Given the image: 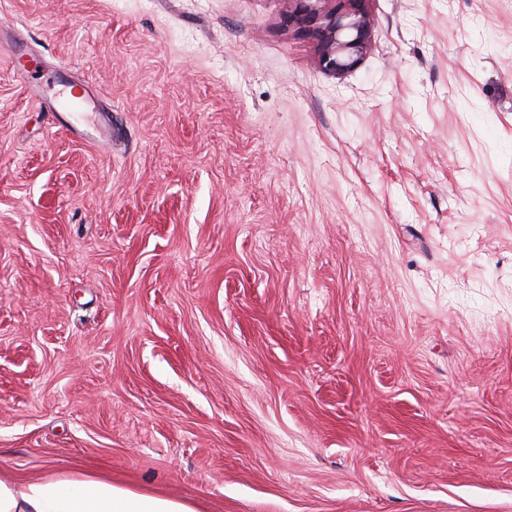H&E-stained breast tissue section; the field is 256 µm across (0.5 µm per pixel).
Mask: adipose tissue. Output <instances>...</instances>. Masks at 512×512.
<instances>
[{
    "label": "adipose tissue",
    "instance_id": "adipose-tissue-1",
    "mask_svg": "<svg viewBox=\"0 0 512 512\" xmlns=\"http://www.w3.org/2000/svg\"><path fill=\"white\" fill-rule=\"evenodd\" d=\"M0 512H196L176 501L118 486L93 474H51L16 485L0 480Z\"/></svg>",
    "mask_w": 512,
    "mask_h": 512
}]
</instances>
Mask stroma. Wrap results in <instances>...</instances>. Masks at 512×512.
<instances>
[{
	"mask_svg": "<svg viewBox=\"0 0 512 512\" xmlns=\"http://www.w3.org/2000/svg\"><path fill=\"white\" fill-rule=\"evenodd\" d=\"M367 7L336 78L290 0H0V479L512 512V0Z\"/></svg>",
	"mask_w": 512,
	"mask_h": 512,
	"instance_id": "1",
	"label": "stroma"
}]
</instances>
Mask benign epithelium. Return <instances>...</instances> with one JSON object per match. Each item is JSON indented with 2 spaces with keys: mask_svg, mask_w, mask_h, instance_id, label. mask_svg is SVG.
Segmentation results:
<instances>
[{
  "mask_svg": "<svg viewBox=\"0 0 512 512\" xmlns=\"http://www.w3.org/2000/svg\"><path fill=\"white\" fill-rule=\"evenodd\" d=\"M332 1L334 8L321 4ZM288 24L317 41L319 63L334 76L356 69L371 53L374 20L366 0H294Z\"/></svg>",
  "mask_w": 512,
  "mask_h": 512,
  "instance_id": "7a95c632",
  "label": "benign epithelium"
}]
</instances>
